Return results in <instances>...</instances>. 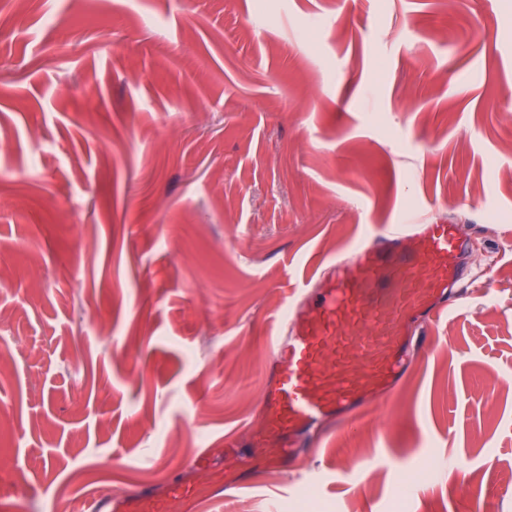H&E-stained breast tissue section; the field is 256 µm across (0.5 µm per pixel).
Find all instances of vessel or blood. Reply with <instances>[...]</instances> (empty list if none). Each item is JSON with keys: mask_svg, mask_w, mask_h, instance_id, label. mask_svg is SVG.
<instances>
[{"mask_svg": "<svg viewBox=\"0 0 512 512\" xmlns=\"http://www.w3.org/2000/svg\"><path fill=\"white\" fill-rule=\"evenodd\" d=\"M465 241L454 224L387 226L365 238L351 256L337 257L314 297L292 307L269 345L275 371L264 395L258 446H271L267 467L285 469L310 455L308 437L323 421H348L404 375L422 320L453 309L451 288L463 276ZM251 483L249 471L225 475L205 493H185L188 512L199 496L223 499ZM155 512L150 492L120 500H84L79 512Z\"/></svg>", "mask_w": 512, "mask_h": 512, "instance_id": "vessel-or-blood-1", "label": "vessel or blood"}]
</instances>
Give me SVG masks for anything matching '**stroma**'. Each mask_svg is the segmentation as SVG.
Masks as SVG:
<instances>
[{
	"mask_svg": "<svg viewBox=\"0 0 512 512\" xmlns=\"http://www.w3.org/2000/svg\"><path fill=\"white\" fill-rule=\"evenodd\" d=\"M491 18L484 32L477 13ZM436 139L426 150V139ZM465 304L303 480L252 446L285 297L408 216ZM0 512H512V0H20L0 11ZM501 388L488 404L484 381ZM206 454L204 468L193 459ZM251 484L250 472L242 470L235 475H225L210 483L205 491L208 499H223L236 495ZM113 501H118L120 508L113 509V511L123 512H157L155 504L152 502V494L147 491H142L138 494L122 497L119 499L113 498Z\"/></svg>",
	"mask_w": 512,
	"mask_h": 512,
	"instance_id": "35a3bbf8",
	"label": "stroma"
}]
</instances>
